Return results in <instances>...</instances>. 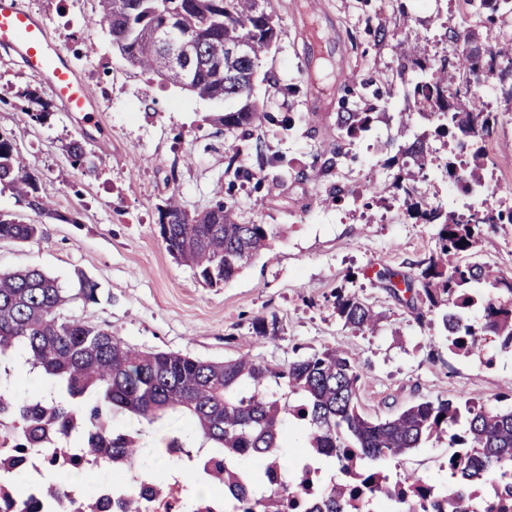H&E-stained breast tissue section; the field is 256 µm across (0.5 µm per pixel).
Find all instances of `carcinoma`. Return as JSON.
Listing matches in <instances>:
<instances>
[{"label":"carcinoma","instance_id":"cac0c4a2","mask_svg":"<svg viewBox=\"0 0 512 512\" xmlns=\"http://www.w3.org/2000/svg\"><path fill=\"white\" fill-rule=\"evenodd\" d=\"M487 22L512 14V0H464ZM98 12L90 25L106 32L112 45L129 65L156 74L180 87L189 86L198 97L213 102L234 100L237 107L218 112L211 121L241 131L243 140L253 129L272 119L256 111L251 101L257 67L278 39L270 0H98ZM167 33L188 35L194 43L192 59L174 65L158 41ZM244 42V56L230 47ZM512 64V42L501 44L490 59L478 60L472 52L457 58L454 68L419 56L411 65L444 93L464 72L478 79L495 74L498 61ZM51 105L36 92L28 93L27 115L42 123ZM444 118L462 144L469 147L461 167L448 166V176L462 174L472 184H481L486 152L483 144L497 113L480 110L472 91L454 97ZM373 113H336V139L325 144L324 170L341 159L343 142L368 131ZM413 165L422 170L428 152L419 138L400 147ZM0 185L10 189L39 218L61 220L40 191L38 179L23 165L11 141L0 135ZM430 224L439 225L435 250L419 263L414 276L383 267L374 279L421 319L440 316L451 345L469 353L480 336L491 332L504 349H512V277L479 263L460 258L478 253L485 232L500 224H512V207L467 206V212L433 206L425 212ZM158 224L166 251L175 260L194 269L198 280L221 286L232 280L264 249L274 233L268 224H239L233 206L224 197L214 200L200 214L189 215L176 197L167 199ZM39 231L35 223H23L0 212V241L25 242ZM487 284L494 292L479 289ZM98 286L78 278L76 293L68 294L58 281L39 269L0 271V361L14 355L24 358L30 370L43 373L62 399L19 402L0 392V416L23 429L30 427L34 439L68 440L79 432L87 460L112 458V470L138 464L135 438L109 425L112 413L127 411L151 424L167 411L186 416L187 426L209 443L206 454L193 451L177 440L169 444L183 459L196 466L209 483L230 488L243 500L244 512H284V497L268 489L259 497L254 484L265 474L281 468L282 415L302 421L314 456L330 459L347 480L325 487L310 512H360L358 501L380 498L389 512H422L426 481L407 473L395 482L373 463L397 459L423 443L448 439L453 452L448 471L455 484L450 490H435L444 497L443 512H470L473 487L486 477L500 479L496 497L487 512H500L503 500L512 502V408L501 409L463 398H422L385 418H370L360 410L359 396L366 375L360 364L336 346L324 345L285 364L241 355L229 360H203L174 351L139 350L99 325L82 320H62L57 311L72 299L98 300ZM481 305L484 322L477 327L468 312ZM336 313L344 326L371 332L376 314L366 301L341 289L335 293ZM284 386L298 404L281 401L277 388ZM462 431H457L461 420ZM238 459H255L263 472L247 471Z\"/></svg>","mask_w":512,"mask_h":512}]
</instances>
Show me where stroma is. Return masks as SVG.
Listing matches in <instances>:
<instances>
[{
	"mask_svg": "<svg viewBox=\"0 0 512 512\" xmlns=\"http://www.w3.org/2000/svg\"><path fill=\"white\" fill-rule=\"evenodd\" d=\"M27 2L44 15L99 110L95 124L83 131L58 108L45 123L32 121L24 111V91L37 90L46 100L51 93L0 53V134L23 155L60 214L44 221L41 234L30 241L0 242V270L35 267L68 289L86 276L99 286L97 302L73 301L61 309V318L103 326L144 350L222 360L247 349L258 359L284 364L299 351L339 346L366 373L359 404L372 418L426 396L512 405V352L501 351L495 336H482L474 354H456L435 315L416 320L366 274L375 264L416 273L435 248L438 227L416 221L404 202L401 179L413 180L419 201L463 207L460 196L448 192L444 167L452 134L440 131L434 120L420 125L407 97L414 74L403 33H411L421 56L452 61L465 45L449 38V31L477 29L476 43L487 53L512 37V15L488 25L471 18L461 0H319L313 19L324 45L319 59L297 34L306 0H271L280 37L257 71L253 95L259 111L290 115L296 122L289 129L260 126L268 161L261 165L254 156H239L255 177L236 183L226 167L243 140L211 121L223 104L130 67L107 33L88 24L98 0ZM378 27L385 30L384 39L375 38ZM350 74L370 79L382 103L370 130L347 141L337 167L322 174L311 168L317 149L334 132L337 112L360 103L359 93L335 87L337 77ZM315 79L331 87V95L313 96ZM490 106L498 122L486 140L482 175L494 201L512 206V101L497 88ZM315 110L321 111L322 124L307 122ZM402 123L409 136L428 133L425 171L396 158L394 135ZM79 137L86 159L75 166L66 146ZM227 186L239 223L269 224L276 235L235 278L211 288L167 253L158 231L159 209L176 193L188 213L202 211L215 190ZM338 188L345 192L343 201L322 204V196ZM477 260L512 274V224L486 233ZM340 288L378 313L374 332L345 327L333 305ZM258 318L275 322L276 338L256 336ZM111 422L139 432L142 459L160 475L172 467V439L190 448L202 444L178 414L147 424L116 411ZM448 451L447 443L427 442L381 469L392 480L412 471L447 488L452 484Z\"/></svg>",
	"mask_w": 512,
	"mask_h": 512,
	"instance_id": "stroma-1",
	"label": "stroma"
}]
</instances>
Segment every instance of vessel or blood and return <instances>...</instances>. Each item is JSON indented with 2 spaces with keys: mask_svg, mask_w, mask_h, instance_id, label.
Returning a JSON list of instances; mask_svg holds the SVG:
<instances>
[{
  "mask_svg": "<svg viewBox=\"0 0 512 512\" xmlns=\"http://www.w3.org/2000/svg\"><path fill=\"white\" fill-rule=\"evenodd\" d=\"M0 48L20 59L27 73L48 86L62 109L79 125L92 124L96 100L65 53L51 39L42 14L23 0H0Z\"/></svg>",
  "mask_w": 512,
  "mask_h": 512,
  "instance_id": "1",
  "label": "vessel or blood"
}]
</instances>
